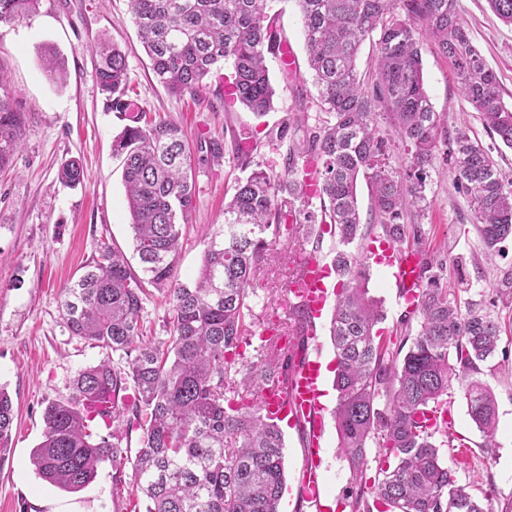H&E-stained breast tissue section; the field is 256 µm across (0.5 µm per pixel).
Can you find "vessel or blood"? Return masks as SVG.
<instances>
[{
	"label": "vessel or blood",
	"instance_id": "obj_1",
	"mask_svg": "<svg viewBox=\"0 0 512 512\" xmlns=\"http://www.w3.org/2000/svg\"><path fill=\"white\" fill-rule=\"evenodd\" d=\"M387 264L393 270L402 294L417 292L421 283L422 258L413 251L390 250ZM327 268L320 257L303 254L289 289V300L305 304L309 309V335L318 332L319 320L327 300L324 278ZM318 360H308L302 373L290 376L286 390L269 388L265 391L264 411L273 419L295 422L306 418L311 432L308 438V456L317 458L322 448L323 424L320 416L321 375Z\"/></svg>",
	"mask_w": 512,
	"mask_h": 512
}]
</instances>
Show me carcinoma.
Masks as SVG:
<instances>
[{"instance_id":"obj_1","label":"carcinoma","mask_w":512,"mask_h":512,"mask_svg":"<svg viewBox=\"0 0 512 512\" xmlns=\"http://www.w3.org/2000/svg\"><path fill=\"white\" fill-rule=\"evenodd\" d=\"M307 62L318 102L329 115L308 128H293L287 176L254 169L237 182L224 205V222L208 230L210 244L193 282L181 281L177 258L182 225L193 209L195 171L182 127L171 119L129 116L113 141L123 159V180L140 272L122 252L106 245L84 273L62 290L63 317L73 335L121 353L125 365L108 361L81 369L73 394L43 412V440L31 453L36 474L51 486L77 492L109 462L115 484L131 465L145 512H279L286 487L285 438L264 418L265 388L282 384L303 368L310 337L301 309L289 311L296 343L281 349L264 336L263 362H246L252 338L250 288L253 268L277 249L288 216V241L319 245L312 227L330 226L339 238L334 266L342 288L336 295L329 336L336 356L337 404L331 416L340 456L352 474L345 497L349 512H490L459 483L444 458L446 426H430L425 413L447 405L453 383L466 381L470 419L493 447L497 412L492 390L475 378L500 341L498 321L450 298L441 275L427 277L408 302L419 329L401 320L400 342L379 334L382 303L369 295L368 256L351 245L366 237L357 183L371 187L385 236L422 250L417 224L405 223L426 203V179L437 162L453 159L455 180L473 209L488 260L512 237V180L481 142L462 129L448 143L447 118L435 112L422 78L421 45L427 38L451 63L465 100L502 144L512 147V105L502 98L496 73L473 43L461 0H295ZM512 25V0H488ZM39 0H0V25L37 10ZM137 33L159 83L172 95H200L218 64L232 61L226 82L229 103L258 116L273 108L275 91L265 52L282 42L266 0H129ZM376 38V59L367 82L356 60L363 42ZM49 80L66 70L55 49L45 53ZM97 78L112 108L132 102L125 54L112 45L98 52ZM24 118L0 79V168L20 149ZM403 152L392 165L394 149ZM84 170L63 163L58 181L74 187ZM319 200L320 213L313 211ZM165 292L166 339L146 338L147 287ZM133 390V396L125 395ZM112 395V411L93 403ZM125 418L124 434L98 435ZM13 407L0 386V455L10 448ZM141 431L135 458L122 441ZM374 475L367 476V471Z\"/></svg>"}]
</instances>
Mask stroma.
I'll return each mask as SVG.
<instances>
[{
  "label": "stroma",
  "mask_w": 512,
  "mask_h": 512,
  "mask_svg": "<svg viewBox=\"0 0 512 512\" xmlns=\"http://www.w3.org/2000/svg\"><path fill=\"white\" fill-rule=\"evenodd\" d=\"M462 8L474 44L497 73L505 101L512 103V26L498 19L488 0H462ZM268 11L276 15L281 35L293 48L299 78L285 79L278 54L267 53L274 107L261 117L239 104L226 108L224 77L232 71L228 63L209 77L201 97L170 95L151 69L128 0H40L37 12L0 27V75L25 120L23 145L10 167L0 170V385L10 394L15 412L12 448L0 459V512L145 508L131 485L114 488L110 463H103L95 480L75 493L48 485L30 463L33 448L43 438L45 405L71 397L81 368L102 360L121 361L120 354L71 334L61 310L63 286L76 280L105 244L120 248L131 265L139 263L121 160L112 150L124 122L107 106L100 90L97 44L106 41L125 53L136 108L182 124L189 142L205 138L224 145L220 161L195 167L194 208L178 260L181 279L187 282L202 265L208 227L222 223L224 203L233 196L236 179L245 174L234 151L236 140L253 134L257 148L250 155L251 166L280 174L288 143L273 137V130L299 110L311 127L326 118L308 70L295 0H269ZM49 45L65 59L64 83L50 82L42 70V53ZM422 74L434 110L448 119L449 132L469 129L504 175L512 178V149L483 126L461 95L447 59L428 41L422 46ZM71 159L81 160L85 170L83 184L74 188L56 179L58 168ZM357 193L363 221L370 226L360 248L372 255L369 288L382 302L380 329L388 336L404 316L406 304L391 269L375 256L383 230L374 220L366 181H359ZM426 195L429 207L417 222L430 253L446 262L449 287L460 305L478 304L502 326L497 353L480 375L497 400L496 445L484 447L467 414L463 389L456 384L448 394L450 443L443 453L451 460L459 449H467L468 463L457 467L459 481L476 497H487L492 512H512V303L501 298L499 289L503 277L512 273V240L503 243L501 256L486 261L453 166L441 164L429 172ZM288 254V246L280 245L276 261L258 264L253 271L255 327L270 323L272 305L284 297ZM324 423L326 449L319 469L324 493L316 504L301 498L307 451L296 429L284 430L287 487L280 512H345L342 502L351 476L337 453L332 418Z\"/></svg>",
  "instance_id": "1"
}]
</instances>
